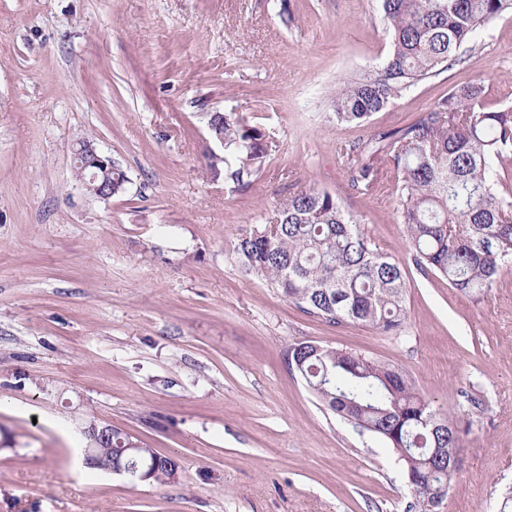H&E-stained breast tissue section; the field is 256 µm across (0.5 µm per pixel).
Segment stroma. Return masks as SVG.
<instances>
[{"label": "stroma", "mask_w": 512, "mask_h": 512, "mask_svg": "<svg viewBox=\"0 0 512 512\" xmlns=\"http://www.w3.org/2000/svg\"><path fill=\"white\" fill-rule=\"evenodd\" d=\"M388 49L376 0H0V512H415L387 443L289 365L304 342L402 369L468 422L438 512H512V272L473 297L421 272L393 178L361 194L347 156L468 82L512 108V13L369 124L337 125L339 84ZM216 112L254 115L275 145L248 187L208 166ZM82 137L124 192L79 183ZM309 187L400 266L398 334L327 323L234 261ZM92 424L175 458V479L76 467Z\"/></svg>", "instance_id": "35a3bbf8"}]
</instances>
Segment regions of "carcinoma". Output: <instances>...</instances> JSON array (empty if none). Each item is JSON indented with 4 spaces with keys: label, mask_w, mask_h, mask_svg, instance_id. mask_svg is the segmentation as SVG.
Instances as JSON below:
<instances>
[{
    "label": "carcinoma",
    "mask_w": 512,
    "mask_h": 512,
    "mask_svg": "<svg viewBox=\"0 0 512 512\" xmlns=\"http://www.w3.org/2000/svg\"><path fill=\"white\" fill-rule=\"evenodd\" d=\"M390 36L385 62L345 81L332 100L338 124L358 125L416 83L458 61L457 51L512 0H380ZM484 87L453 88L416 122L350 146V182L372 191L395 177L401 223L417 268L466 295L491 287L512 265V188L505 183L512 111H487ZM212 138L224 136V182L251 184L273 143L242 113L216 114ZM231 253L247 275L266 282L308 313L332 324L361 323L381 334L405 318L398 264L331 193L315 187L283 201L272 217L236 238ZM288 359L331 410L387 441L402 463L419 512H436L444 481L461 464L457 421L434 410L415 384L385 363L328 346L316 354L293 346ZM178 463L165 457L154 482L170 480Z\"/></svg>",
    "instance_id": "obj_1"
}]
</instances>
